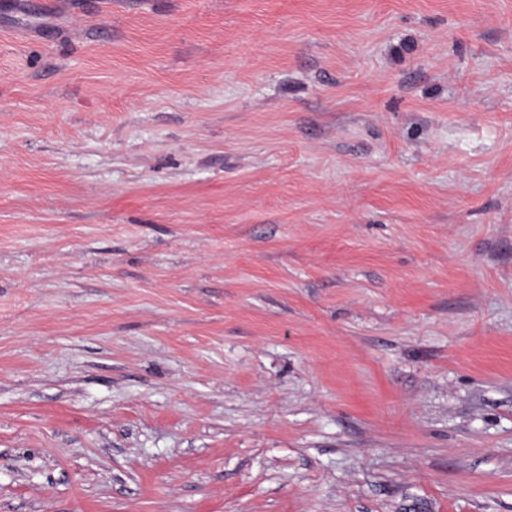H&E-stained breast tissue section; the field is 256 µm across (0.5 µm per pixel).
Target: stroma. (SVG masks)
<instances>
[{
	"mask_svg": "<svg viewBox=\"0 0 512 512\" xmlns=\"http://www.w3.org/2000/svg\"><path fill=\"white\" fill-rule=\"evenodd\" d=\"M0 512H512V0H0Z\"/></svg>",
	"mask_w": 512,
	"mask_h": 512,
	"instance_id": "stroma-1",
	"label": "stroma"
}]
</instances>
